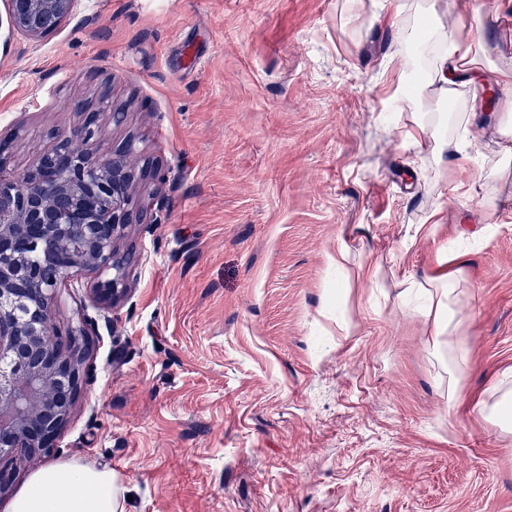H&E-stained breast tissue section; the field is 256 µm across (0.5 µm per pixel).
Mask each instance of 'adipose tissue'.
<instances>
[{"label":"adipose tissue","instance_id":"adipose-tissue-1","mask_svg":"<svg viewBox=\"0 0 512 512\" xmlns=\"http://www.w3.org/2000/svg\"><path fill=\"white\" fill-rule=\"evenodd\" d=\"M430 14V9L418 7L411 17L413 29H426L434 47L426 80L417 92L410 93L403 89L407 72L398 76L397 98L408 111L404 140L416 149L424 140H431L435 163L467 167L471 162V112L481 104L485 88L497 87L502 91L495 127L497 169L507 173L512 168V69L478 63L483 47L476 27L459 17L433 25ZM432 93L458 98L464 111H423V102ZM436 255L438 267L433 273L420 279L409 275L403 283L406 294L421 301L420 313L429 325L432 353L448 372V397L453 400L471 362L464 339L467 320L460 312L458 299L460 285L468 280V269L462 250L451 251L441 245ZM494 390L498 399L491 401L479 395L473 399L474 407L486 422L510 430L512 374L506 372L497 378ZM5 512H126V489L116 472L70 459L33 472Z\"/></svg>","mask_w":512,"mask_h":512}]
</instances>
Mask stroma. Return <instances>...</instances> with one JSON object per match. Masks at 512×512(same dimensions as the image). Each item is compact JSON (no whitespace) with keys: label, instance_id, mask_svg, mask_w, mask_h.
Listing matches in <instances>:
<instances>
[{"label":"stroma","instance_id":"stroma-1","mask_svg":"<svg viewBox=\"0 0 512 512\" xmlns=\"http://www.w3.org/2000/svg\"><path fill=\"white\" fill-rule=\"evenodd\" d=\"M382 0H77L35 42L0 0V139L22 173L110 88L122 126L160 169L141 194L129 291L106 309L92 277L58 289L54 325L98 342L83 393L34 471L78 458L119 473L127 512H512V433L471 396L512 369V174L473 121L468 170L420 163L396 79L409 25ZM474 183L459 197L451 181ZM503 202L495 213L486 193ZM437 221L435 238L417 225ZM486 228L460 308L472 364L456 401L402 281L436 245ZM345 243L377 282L324 314Z\"/></svg>","mask_w":512,"mask_h":512}]
</instances>
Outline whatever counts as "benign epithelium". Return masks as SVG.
I'll use <instances>...</instances> for the list:
<instances>
[{"label": "benign epithelium", "instance_id": "obj_1", "mask_svg": "<svg viewBox=\"0 0 512 512\" xmlns=\"http://www.w3.org/2000/svg\"><path fill=\"white\" fill-rule=\"evenodd\" d=\"M10 23L39 40L71 15L76 0H7ZM112 124L126 113L102 91L72 136L57 139L20 176H7L0 146V495L9 488L4 465L48 453L81 396L86 362L97 349L84 321L56 339L51 306L68 280L94 274L93 298L109 307L126 293L123 231L140 216L136 181L153 163L132 137L100 154L101 112ZM42 257L32 267L28 252Z\"/></svg>", "mask_w": 512, "mask_h": 512}]
</instances>
